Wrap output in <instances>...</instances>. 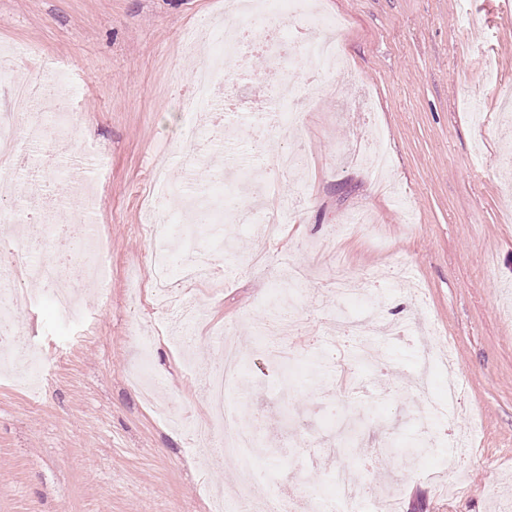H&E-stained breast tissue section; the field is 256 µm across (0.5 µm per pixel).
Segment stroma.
Segmentation results:
<instances>
[{"instance_id":"35a3bbf8","label":"stroma","mask_w":512,"mask_h":512,"mask_svg":"<svg viewBox=\"0 0 512 512\" xmlns=\"http://www.w3.org/2000/svg\"><path fill=\"white\" fill-rule=\"evenodd\" d=\"M342 17L351 78L312 100L301 123L274 128L287 111L286 84L302 85L305 66L283 67L259 84L250 58L228 82L242 108L226 113L221 139L185 138L183 100L192 60L181 30L205 17L224 21L222 0H0V45L20 47V65L63 60L74 86L60 90L82 122L48 148L23 138L27 193L49 198L55 216L81 212L78 183L95 190L88 216L110 256V293L83 288L94 327L62 321L35 295L15 315L17 345L34 344L45 364L33 388L0 375V512H209L215 494L236 499L237 471L222 453H195L188 428L208 416L204 375L222 360L215 339L231 329L247 354L251 388L230 386L238 409L266 415L257 431L259 473L303 478L299 453L279 454L295 416L318 439L315 472L343 465L367 477L377 495L397 492L400 512H512V0H317ZM484 111L482 124L470 107ZM379 144L394 195L343 153ZM305 152L298 173L278 166ZM199 156L186 171V157ZM185 195L211 184L216 166H236L298 200L293 222L265 240L268 263L249 258L261 238L225 225L231 252H207L217 277L194 288L204 313L185 329L176 311L155 310L154 277L142 262L151 245L141 230L143 199L155 191L156 165ZM368 214L358 235L347 218ZM303 276L309 298L301 328L271 333L266 308L285 288L282 257ZM378 275L381 308L368 340L372 359L345 340L334 364L298 391L284 387L283 366L305 378L338 308L333 277L352 288ZM412 326L393 341L388 324ZM155 338L154 396L133 380L135 337ZM188 334L182 348L176 338ZM450 347L462 389L456 431L415 458L399 440L418 438L420 421L444 393L437 366L420 373L424 348ZM389 447L366 472L371 449Z\"/></svg>"}]
</instances>
